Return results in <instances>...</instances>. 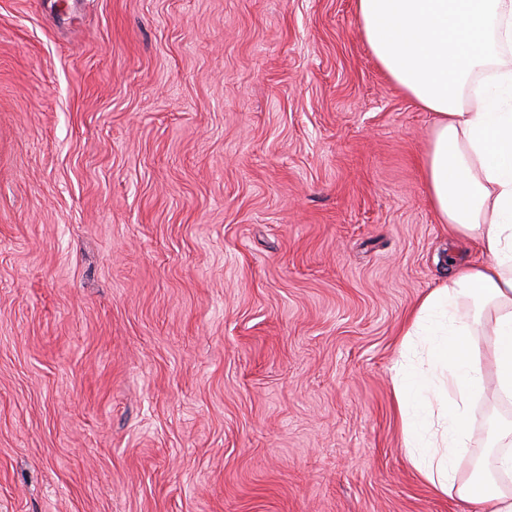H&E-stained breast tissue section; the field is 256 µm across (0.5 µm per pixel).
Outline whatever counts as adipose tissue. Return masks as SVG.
Masks as SVG:
<instances>
[{
  "label": "adipose tissue",
  "instance_id": "1",
  "mask_svg": "<svg viewBox=\"0 0 512 512\" xmlns=\"http://www.w3.org/2000/svg\"><path fill=\"white\" fill-rule=\"evenodd\" d=\"M361 28L391 78L436 117L425 178L441 223L477 242L486 260L453 274L421 301L403 347H422V327L440 313L451 323L427 362L443 370L438 394L410 361L398 364L395 396L405 446L425 479L443 493L512 512V490L459 481L454 459L468 440L473 399L483 395L482 357L468 343L473 324L463 301L490 310L497 390L512 397V0H357Z\"/></svg>",
  "mask_w": 512,
  "mask_h": 512
}]
</instances>
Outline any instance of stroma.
Segmentation results:
<instances>
[{"instance_id": "obj_1", "label": "stroma", "mask_w": 512, "mask_h": 512, "mask_svg": "<svg viewBox=\"0 0 512 512\" xmlns=\"http://www.w3.org/2000/svg\"><path fill=\"white\" fill-rule=\"evenodd\" d=\"M357 0H0V512H475L405 447L451 265ZM463 478L499 485L490 330Z\"/></svg>"}]
</instances>
